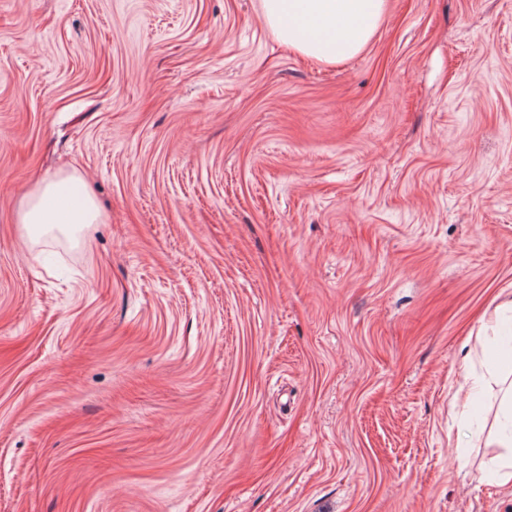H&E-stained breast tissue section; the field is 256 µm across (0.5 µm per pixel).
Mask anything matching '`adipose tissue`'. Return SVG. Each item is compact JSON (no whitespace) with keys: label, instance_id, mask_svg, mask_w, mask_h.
<instances>
[{"label":"adipose tissue","instance_id":"obj_1","mask_svg":"<svg viewBox=\"0 0 512 512\" xmlns=\"http://www.w3.org/2000/svg\"><path fill=\"white\" fill-rule=\"evenodd\" d=\"M387 0H262V12L288 48L321 64L358 55L385 13ZM102 213L84 179L69 174L43 180L28 196L21 223L45 234L100 223Z\"/></svg>","mask_w":512,"mask_h":512}]
</instances>
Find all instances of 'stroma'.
<instances>
[{"label": "stroma", "instance_id": "1", "mask_svg": "<svg viewBox=\"0 0 512 512\" xmlns=\"http://www.w3.org/2000/svg\"><path fill=\"white\" fill-rule=\"evenodd\" d=\"M509 300L512 0L330 66L261 0H0V512H512ZM19 220L43 235L55 228L77 231L98 224L102 213L84 179L74 173L44 179L29 194Z\"/></svg>", "mask_w": 512, "mask_h": 512}]
</instances>
